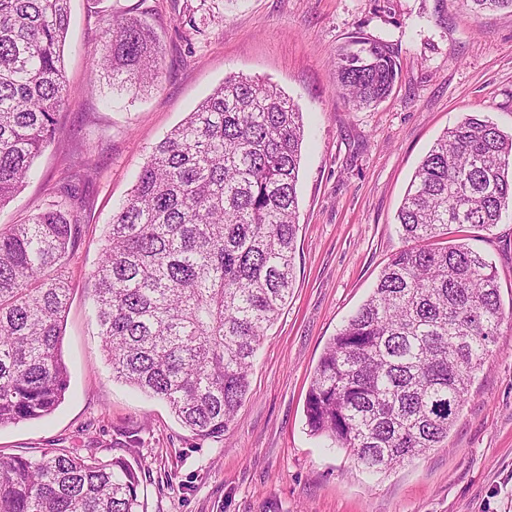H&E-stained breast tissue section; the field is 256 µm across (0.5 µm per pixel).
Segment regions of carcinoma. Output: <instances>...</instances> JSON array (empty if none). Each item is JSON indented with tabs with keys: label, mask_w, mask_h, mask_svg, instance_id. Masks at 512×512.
I'll use <instances>...</instances> for the list:
<instances>
[{
	"label": "carcinoma",
	"mask_w": 512,
	"mask_h": 512,
	"mask_svg": "<svg viewBox=\"0 0 512 512\" xmlns=\"http://www.w3.org/2000/svg\"><path fill=\"white\" fill-rule=\"evenodd\" d=\"M70 0H0V207L55 135L64 101ZM474 12L512 0H470ZM158 39L112 20L99 77L112 89L158 80ZM399 76L388 44L356 36L336 83L357 108ZM303 116L275 85L230 75L152 149L112 214L92 271L98 335L112 378L164 401L193 435L234 420L267 330L293 284ZM65 201L0 227V427L51 415L70 374L61 354L76 246ZM512 208V134L466 115L422 160L397 212L409 245L328 343L305 405L313 436L367 470L390 469L448 438L505 320L496 271L480 252L438 240L483 231ZM136 470L48 450L0 454V512H144Z\"/></svg>",
	"instance_id": "obj_1"
}]
</instances>
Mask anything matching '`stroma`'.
Here are the masks:
<instances>
[{"label": "stroma", "instance_id": "1", "mask_svg": "<svg viewBox=\"0 0 512 512\" xmlns=\"http://www.w3.org/2000/svg\"><path fill=\"white\" fill-rule=\"evenodd\" d=\"M67 92L54 140L0 226L79 188L78 242L64 260L68 396L46 420L0 428V452L93 449L141 472L145 512H512V322L503 323L441 447L379 472L310 436L305 402L329 340L367 299L405 241L397 210L422 158L464 114L512 132V11L472 15L464 0H71ZM160 40L161 76L138 93L95 81L116 17ZM391 45L400 76L354 108L336 55L354 36ZM232 74L277 85L305 123L297 186L295 281L250 371L248 396L218 439L200 440L164 402L116 381L93 314L91 272L112 213L153 146ZM82 155L89 164L73 165ZM495 266L512 309V209L492 232L451 228Z\"/></svg>", "mask_w": 512, "mask_h": 512}]
</instances>
